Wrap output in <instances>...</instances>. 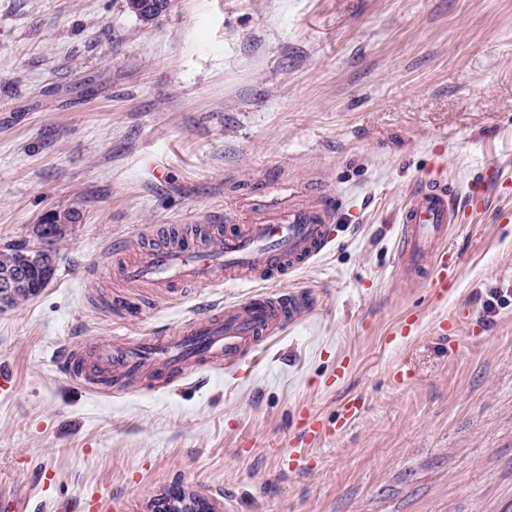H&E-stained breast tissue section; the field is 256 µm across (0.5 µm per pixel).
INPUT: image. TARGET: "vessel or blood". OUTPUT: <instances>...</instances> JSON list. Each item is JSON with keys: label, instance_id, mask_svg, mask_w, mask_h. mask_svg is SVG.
Wrapping results in <instances>:
<instances>
[{"label": "vessel or blood", "instance_id": "b4317fda", "mask_svg": "<svg viewBox=\"0 0 512 512\" xmlns=\"http://www.w3.org/2000/svg\"><path fill=\"white\" fill-rule=\"evenodd\" d=\"M459 215V198L437 179L419 183L401 212L398 251L405 276L428 271V286L444 292L458 266L446 245ZM336 209L330 197L289 208L279 219L255 224H217L194 232L175 226L136 246L123 264L128 283H146L177 297L181 287H223L231 280L265 283L242 304H214L165 336L116 338L93 352L73 347L61 359L66 372L100 386L144 383L163 388L205 366L249 363L277 331L308 315L314 297L306 290L279 291L272 284L312 264L334 240Z\"/></svg>", "mask_w": 512, "mask_h": 512}]
</instances>
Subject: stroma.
Segmentation results:
<instances>
[{"instance_id":"stroma-1","label":"stroma","mask_w":512,"mask_h":512,"mask_svg":"<svg viewBox=\"0 0 512 512\" xmlns=\"http://www.w3.org/2000/svg\"><path fill=\"white\" fill-rule=\"evenodd\" d=\"M430 177L483 188L439 301L396 250ZM327 192L334 245L277 284L316 308L250 364L105 395L60 368L256 291L123 285L118 316L114 249ZM70 209L50 283L0 310V505L151 512L180 487L215 512H512V0H172L147 24L126 0H0V246ZM307 415L327 433L288 460Z\"/></svg>"}]
</instances>
